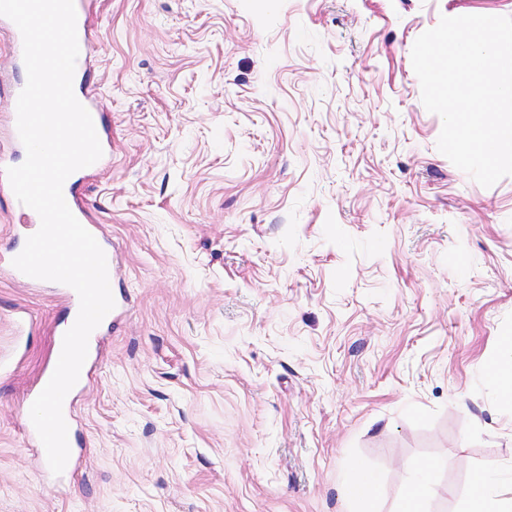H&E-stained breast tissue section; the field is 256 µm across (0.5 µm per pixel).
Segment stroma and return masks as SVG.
Listing matches in <instances>:
<instances>
[{
	"label": "stroma",
	"instance_id": "1",
	"mask_svg": "<svg viewBox=\"0 0 512 512\" xmlns=\"http://www.w3.org/2000/svg\"><path fill=\"white\" fill-rule=\"evenodd\" d=\"M461 15L512 0H93L112 150L81 191L125 307L56 475L24 423L68 312L0 273V512H354L358 464L394 512L415 463L465 512L512 470V176L438 151L411 62ZM492 374L499 385V394L512 404V336H504L498 361L492 366Z\"/></svg>",
	"mask_w": 512,
	"mask_h": 512
}]
</instances>
